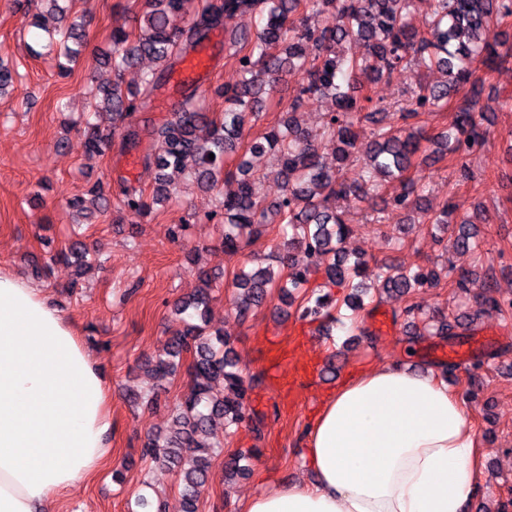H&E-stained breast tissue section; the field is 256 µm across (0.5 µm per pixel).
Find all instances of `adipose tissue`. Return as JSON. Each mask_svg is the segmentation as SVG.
Returning <instances> with one entry per match:
<instances>
[{
  "mask_svg": "<svg viewBox=\"0 0 512 512\" xmlns=\"http://www.w3.org/2000/svg\"><path fill=\"white\" fill-rule=\"evenodd\" d=\"M110 386L44 288L0 268V512H53L109 458ZM465 400L435 370L381 363L344 381L307 432L316 480L239 512H466L483 456Z\"/></svg>",
  "mask_w": 512,
  "mask_h": 512,
  "instance_id": "adipose-tissue-1",
  "label": "adipose tissue"
}]
</instances>
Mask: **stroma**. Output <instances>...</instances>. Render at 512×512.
<instances>
[{
	"mask_svg": "<svg viewBox=\"0 0 512 512\" xmlns=\"http://www.w3.org/2000/svg\"><path fill=\"white\" fill-rule=\"evenodd\" d=\"M143 0H76L75 10L86 12L84 52L69 78L57 75L54 60L31 54L37 36L24 32L25 18L40 12L39 0H0V58L22 75L0 95V267L31 276L34 262L68 246L72 239L88 247L94 269L77 276L74 265H52L42 283L53 301L78 328L95 360L103 367L112 391V455L93 479L76 484L58 500L57 512H130L138 493L160 497L166 512H182L183 501L174 471L141 458L148 435L165 430L171 422L169 404L185 391L188 376L179 372L171 382L157 386L145 359L159 349L180 323L172 303L193 294L198 270L215 273L217 287L211 302L210 324L229 332L239 368L257 376L261 385L252 405L261 416L259 428H239L225 435L214 422L210 441L223 447L215 456L198 512H236L242 497L279 481H306L302 450L306 434L322 403L351 375L374 365L406 359L411 367L446 361L445 350L466 352L447 376L456 392L475 390L470 424L484 452L474 504L496 512L512 497V309H479L487 293L512 298V63L497 69L476 65L474 76L483 86L479 105L488 118L482 123L484 141L464 165L440 160L422 171L427 203L439 209L454 198L458 213H482L477 251L447 249L437 225L396 215L391 225L366 221L368 204L341 198L336 207L351 227L347 247L367 262L366 275L376 278L383 264L448 268L450 277L438 287L412 296L388 295L362 314L358 329L373 335V342L357 341L358 329L334 325L324 332L319 322L294 317L278 318L277 291L246 320H237L230 303V281L245 263H267L278 244L276 232L258 240L248 255L228 256L222 249L224 225L209 218L213 193L182 183L181 192L150 214L131 217L112 209L80 218L71 205L92 183L111 189L128 183L151 193L156 171L142 157L151 151L148 137L136 147L113 139L104 154H88L78 118L97 85L110 82L112 70L99 54L112 46L113 29L134 31ZM237 17L213 30L204 43L211 71L200 89L209 111L224 110L217 87L238 79L237 57L225 48L226 30L240 26ZM441 72H426L409 64L392 81L360 77L358 91L373 101L389 104L402 99L420 84L443 82ZM68 138L67 149L56 142ZM469 178H462L460 167ZM187 224L184 239L174 240L172 229ZM474 271L469 293H459L455 276ZM416 303L429 316L445 309L473 312L470 328L448 336H408L395 314ZM392 319L388 331L378 330L377 316ZM482 362L472 371L473 362ZM160 406H152V397ZM258 447L262 456L252 461L247 476L227 480L224 457L238 449Z\"/></svg>",
	"mask_w": 512,
	"mask_h": 512,
	"instance_id": "1",
	"label": "stroma"
}]
</instances>
